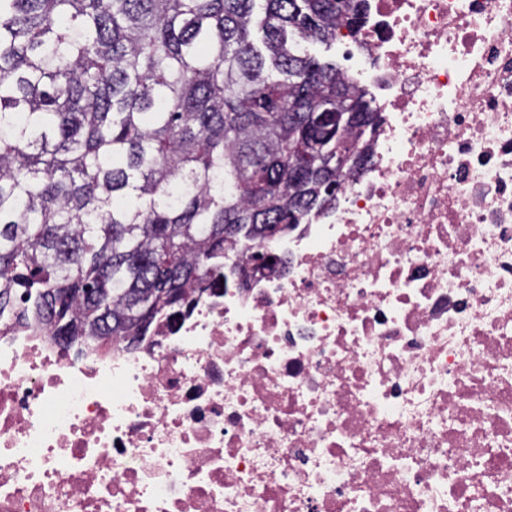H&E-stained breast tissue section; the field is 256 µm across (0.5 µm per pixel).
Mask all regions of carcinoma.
<instances>
[{
  "label": "carcinoma",
  "instance_id": "obj_1",
  "mask_svg": "<svg viewBox=\"0 0 512 512\" xmlns=\"http://www.w3.org/2000/svg\"><path fill=\"white\" fill-rule=\"evenodd\" d=\"M363 2L0 0V321L21 301L60 343L138 342L336 200L345 174L290 156L328 166L379 115L299 40L357 35ZM329 95L371 121L314 119Z\"/></svg>",
  "mask_w": 512,
  "mask_h": 512
}]
</instances>
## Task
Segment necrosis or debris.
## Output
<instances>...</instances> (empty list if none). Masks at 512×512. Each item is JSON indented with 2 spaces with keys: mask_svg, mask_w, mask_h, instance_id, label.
Listing matches in <instances>:
<instances>
[{
  "mask_svg": "<svg viewBox=\"0 0 512 512\" xmlns=\"http://www.w3.org/2000/svg\"><path fill=\"white\" fill-rule=\"evenodd\" d=\"M380 121L285 269L136 349L0 326V512H512V0H366Z\"/></svg>",
  "mask_w": 512,
  "mask_h": 512,
  "instance_id": "1",
  "label": "necrosis or debris"
}]
</instances>
